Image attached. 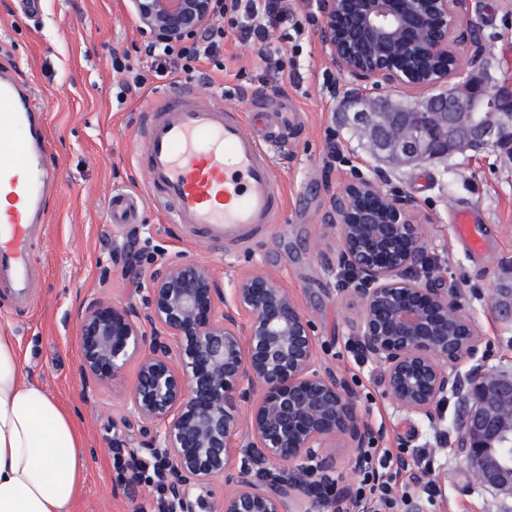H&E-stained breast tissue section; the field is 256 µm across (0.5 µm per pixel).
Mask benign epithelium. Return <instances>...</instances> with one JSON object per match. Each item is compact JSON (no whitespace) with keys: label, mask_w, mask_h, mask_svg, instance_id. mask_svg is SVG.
Masks as SVG:
<instances>
[{"label":"benign epithelium","mask_w":512,"mask_h":512,"mask_svg":"<svg viewBox=\"0 0 512 512\" xmlns=\"http://www.w3.org/2000/svg\"><path fill=\"white\" fill-rule=\"evenodd\" d=\"M219 0H129L141 27L165 43L205 28ZM467 0H321L322 42L343 74L362 83H393L432 94L355 96L346 111L367 154L394 168L415 167L487 148L512 157V78L499 79L480 53L469 64L454 47ZM426 47L449 66L419 80L404 64ZM339 224L336 266L352 270L361 302L354 323L366 359L381 372L400 411L436 423L448 393H467L462 442L476 481L512 491V376L473 365L481 336L454 293L410 277L429 259L408 199H393L372 179L334 198ZM114 260L125 276L142 274L123 244ZM491 303L512 317V289ZM80 371L87 386L117 383L137 362L136 381L115 421L129 438L112 441L127 457L126 482L141 486L142 455L168 485L164 512H196L217 482L224 497L213 512H371L355 485L338 484L339 450L351 473L381 436L365 421L346 379L321 363L312 327L294 296L262 271L222 288L197 261L163 260L149 273L143 305L88 303L79 329Z\"/></svg>","instance_id":"7a95c632"}]
</instances>
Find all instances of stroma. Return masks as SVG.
Returning <instances> with one entry per match:
<instances>
[{
	"label": "stroma",
	"mask_w": 512,
	"mask_h": 512,
	"mask_svg": "<svg viewBox=\"0 0 512 512\" xmlns=\"http://www.w3.org/2000/svg\"><path fill=\"white\" fill-rule=\"evenodd\" d=\"M459 30V50L488 53L498 77H512V0H469ZM326 17L320 0H288V17L269 26L272 50L288 60L284 72L261 63L237 34L224 40L223 69L204 61L192 80L198 97L222 96L242 114L285 100L306 120L288 151L275 153L284 193L277 224L245 246L209 249L182 225L170 223L152 200L140 162V109L161 101L183 83L180 71L154 76L140 54L144 37L128 0H42L26 17L20 0H0V68H11L32 87L46 114L47 149L60 182L46 201L43 230L34 244L36 276L31 306H16L0 293V331L16 336L27 373L70 411L86 440V477L71 512H142L147 487L131 493L110 448L136 379L128 364L116 384L85 387L80 374L79 326L91 299L141 304L147 278L132 279L112 266V246L136 235L143 269L161 260H193L230 287L259 269L294 295L311 324L318 355L342 373L355 391L363 418L384 435L376 448H432L437 491L427 495L400 476L409 503L399 512H512V495L478 486L462 449L458 422L462 398L448 394L436 425L397 411L371 362H355L352 323L360 309L345 273L333 268L339 226L332 201L344 186L378 180L385 193L412 200L428 258L440 287L453 290L481 336L477 361L488 373L512 372V319L490 303L498 285L512 283V160L489 148L477 158L455 155L416 169H391L370 160L342 104L355 82L342 75L321 43ZM139 60L146 82L121 100L114 84L113 54ZM138 196L132 224L112 223L114 192ZM474 211L487 246L472 255L456 238L451 218ZM446 444H437L438 435Z\"/></svg>",
	"instance_id": "stroma-1"
}]
</instances>
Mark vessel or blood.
I'll list each match as a JSON object with an SVG mask.
<instances>
[{
    "mask_svg": "<svg viewBox=\"0 0 512 512\" xmlns=\"http://www.w3.org/2000/svg\"><path fill=\"white\" fill-rule=\"evenodd\" d=\"M44 112L31 90L11 74H0V285L17 305L28 299L34 278L32 239L44 216V201L59 172L46 158ZM297 112L279 105L264 135L222 98L197 100L189 89L169 94L149 108L143 126V160L152 195L172 223L185 225L214 247L244 243L274 223L282 189L269 150L282 147ZM455 231L479 250L482 239L468 211Z\"/></svg>",
    "mask_w": 512,
    "mask_h": 512,
    "instance_id": "vessel-or-blood-1",
    "label": "vessel or blood"
}]
</instances>
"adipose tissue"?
<instances>
[{"instance_id": "1", "label": "adipose tissue", "mask_w": 512, "mask_h": 512, "mask_svg": "<svg viewBox=\"0 0 512 512\" xmlns=\"http://www.w3.org/2000/svg\"><path fill=\"white\" fill-rule=\"evenodd\" d=\"M85 471L71 414L25 381L18 340L0 331V512H70Z\"/></svg>"}]
</instances>
